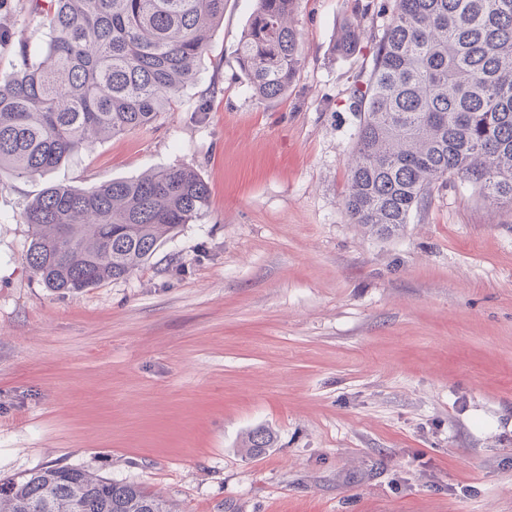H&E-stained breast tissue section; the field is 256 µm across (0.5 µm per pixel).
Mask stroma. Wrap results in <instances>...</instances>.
Returning a JSON list of instances; mask_svg holds the SVG:
<instances>
[{"mask_svg": "<svg viewBox=\"0 0 512 512\" xmlns=\"http://www.w3.org/2000/svg\"><path fill=\"white\" fill-rule=\"evenodd\" d=\"M367 2L297 0L301 66L261 101L236 61L257 0H224L170 111L0 177L1 479L84 468L181 512H512V206L452 177L399 235L351 223V87L388 20ZM46 9L0 10V79ZM179 166L210 187L200 216L127 279L44 288L23 212L48 185ZM258 427L276 442L250 456ZM360 40L361 28L359 24L348 22L339 32L337 42L335 43V51L337 50V52L344 55L352 53Z\"/></svg>", "mask_w": 512, "mask_h": 512, "instance_id": "1", "label": "stroma"}]
</instances>
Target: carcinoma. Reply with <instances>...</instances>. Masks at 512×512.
Masks as SVG:
<instances>
[{"mask_svg": "<svg viewBox=\"0 0 512 512\" xmlns=\"http://www.w3.org/2000/svg\"><path fill=\"white\" fill-rule=\"evenodd\" d=\"M295 4L257 0L240 40L238 66L262 101L284 95L301 65ZM389 10L368 78H354L363 118L347 216L395 235L451 176L512 204V0H392ZM223 19L224 0H51L40 58L20 46L19 68L0 81V175L43 176L101 136L151 124L199 80L195 62ZM360 40L349 22L335 50L347 55ZM209 199L189 167L87 190L51 185L23 214L26 263L59 293L124 280ZM274 442L256 428L244 448L259 455ZM0 512L180 510L134 483L45 467L1 480Z\"/></svg>", "mask_w": 512, "mask_h": 512, "instance_id": "1", "label": "carcinoma"}]
</instances>
